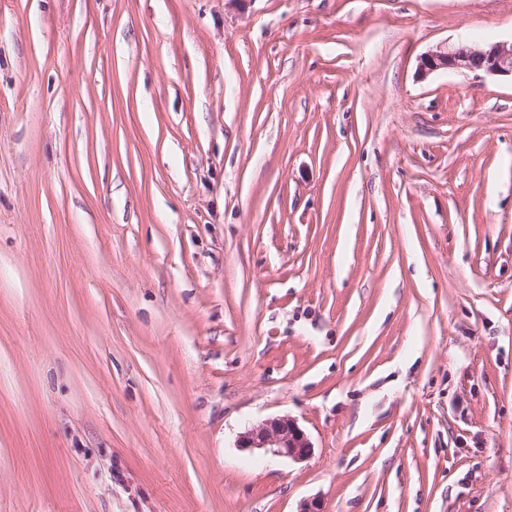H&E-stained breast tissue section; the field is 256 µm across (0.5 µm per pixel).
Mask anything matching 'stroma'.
I'll return each mask as SVG.
<instances>
[{
    "instance_id": "1",
    "label": "stroma",
    "mask_w": 512,
    "mask_h": 512,
    "mask_svg": "<svg viewBox=\"0 0 512 512\" xmlns=\"http://www.w3.org/2000/svg\"><path fill=\"white\" fill-rule=\"evenodd\" d=\"M512 0H0V512H512ZM287 416L301 462L240 448ZM419 71L430 74L438 70L480 72L492 76H511L512 42H497L483 48H460L455 51H432L418 62Z\"/></svg>"
}]
</instances>
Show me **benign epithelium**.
<instances>
[{
	"instance_id": "1",
	"label": "benign epithelium",
	"mask_w": 512,
	"mask_h": 512,
	"mask_svg": "<svg viewBox=\"0 0 512 512\" xmlns=\"http://www.w3.org/2000/svg\"><path fill=\"white\" fill-rule=\"evenodd\" d=\"M418 69L424 75L438 70H457L512 76V43L497 42L483 48L428 52L420 58ZM239 447L263 450L292 461H302L313 452L305 432L287 417L274 418L243 433Z\"/></svg>"
}]
</instances>
